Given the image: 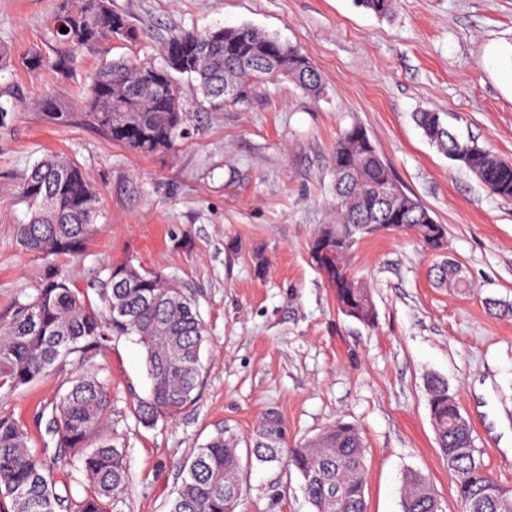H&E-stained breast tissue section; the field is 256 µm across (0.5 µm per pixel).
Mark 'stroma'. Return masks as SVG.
<instances>
[{
    "instance_id": "obj_1",
    "label": "stroma",
    "mask_w": 512,
    "mask_h": 512,
    "mask_svg": "<svg viewBox=\"0 0 512 512\" xmlns=\"http://www.w3.org/2000/svg\"><path fill=\"white\" fill-rule=\"evenodd\" d=\"M59 0H0V45L15 64L0 80L51 98L65 120L28 105L0 123V319L35 295L42 255L26 251L19 183L45 155L75 164L98 193L97 231L84 255L59 258L71 287L97 300L107 266L132 261L181 281L207 327L195 400L146 429L130 410L146 395L135 337L89 351L14 391L0 389V415L31 426L78 370L98 371L111 400L110 431L130 484L122 512H167L185 465L217 431L250 436L277 411L288 445L325 427L356 423L364 437L369 512H401L407 471L429 477L442 512H461L431 425L425 381L456 392L493 477L512 487V201L492 195L437 151L416 112L448 115L461 135L512 159V0H397L380 17L354 0H112L138 33L74 51L71 72L53 64ZM247 25L296 46L320 72V97L272 82L246 106L211 110L196 81L178 77L187 133L164 153L112 142L83 116L85 83L102 64L134 57L160 63L171 34ZM39 52L42 69L20 59ZM365 127L404 191L446 225V255L468 287H437L442 255L414 236L362 240L352 268L372 291L376 320L336 310L309 242L329 223L331 155L352 124ZM498 302L489 313L488 302ZM237 512H313L300 474L287 465L245 466Z\"/></svg>"
}]
</instances>
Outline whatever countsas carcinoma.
<instances>
[{
    "mask_svg": "<svg viewBox=\"0 0 512 512\" xmlns=\"http://www.w3.org/2000/svg\"><path fill=\"white\" fill-rule=\"evenodd\" d=\"M379 16L390 15L396 0H356ZM67 32H61V27ZM57 39L77 50L106 38L129 43L136 33L111 0H62L55 20ZM160 65L135 58L109 63L90 75L86 116L115 142L150 154L167 150L185 134V109L174 74L199 82L211 109L242 106L268 82L285 81L306 93L321 94L322 78L296 47L249 27L181 31L163 45ZM35 104L16 82H0V108ZM426 138L448 159L469 170L494 195L512 200V160L500 158L474 139H461L440 112L416 114ZM332 221L310 243L311 258L332 288L338 311L362 324L374 322L370 289L352 272L360 240L404 225L433 251L445 249L447 228L396 181L366 128L354 124L336 140L332 154ZM396 194L382 196L388 186ZM20 199L28 220L18 227L29 251L50 261L78 256L96 228L97 193L69 161L47 155L23 176ZM441 284L467 287L458 266L448 260L435 268ZM101 304L70 287L52 263L37 294L15 303L0 322V388L29 386L66 363L65 356L90 347L104 348L134 336L145 352L150 389L133 402V414L145 427L177 416L194 400L203 376L201 352L206 325L197 302L180 282L132 262L108 268ZM430 421L438 453L452 477L462 512H512V488L499 484L476 448L471 426L462 417L456 395L439 376L426 381ZM110 413L106 383L96 371L78 373L53 403L46 431L50 442L31 447L27 425L0 416V512H122L130 483L124 454L104 433ZM241 438L218 432L196 450L168 512H236L241 486L224 490V476L240 474ZM286 428L274 411L258 421L246 446L256 462L279 465L288 457L303 478L314 512H368L365 499L366 444L358 426L336 422L302 446L285 449ZM84 479L57 473L73 461ZM402 512H440L423 474L405 473Z\"/></svg>",
    "mask_w": 512,
    "mask_h": 512,
    "instance_id": "obj_1",
    "label": "carcinoma"
}]
</instances>
